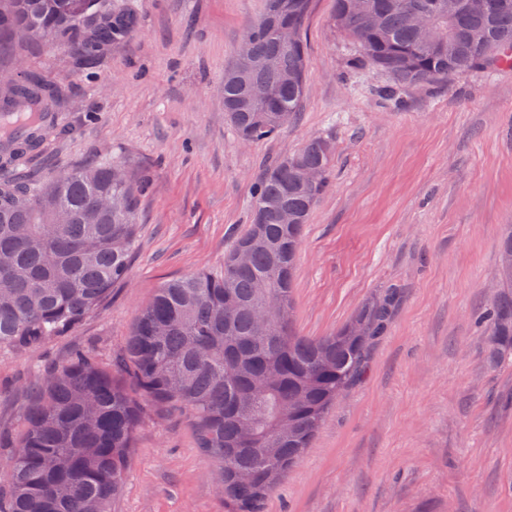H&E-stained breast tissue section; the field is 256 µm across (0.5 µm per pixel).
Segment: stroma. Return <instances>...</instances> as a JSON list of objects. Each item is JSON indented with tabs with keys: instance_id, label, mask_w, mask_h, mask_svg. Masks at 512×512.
I'll list each match as a JSON object with an SVG mask.
<instances>
[{
	"instance_id": "35a3bbf8",
	"label": "stroma",
	"mask_w": 512,
	"mask_h": 512,
	"mask_svg": "<svg viewBox=\"0 0 512 512\" xmlns=\"http://www.w3.org/2000/svg\"><path fill=\"white\" fill-rule=\"evenodd\" d=\"M138 26L93 75L65 49L25 48L29 70L64 90L61 122L28 165L44 184L109 161L149 172L126 280L75 330L0 349V456L48 363L78 351L110 365L164 282L220 271L249 223L252 185L314 136L335 146L294 276L299 334L326 336L370 297L398 300L362 375L340 395L265 512H512V359L493 360L479 315L495 300L503 225L512 224V67L402 88L351 69L335 0H312L300 112L245 145L224 114V69L265 0H133ZM217 463L180 415L139 425L110 512H224Z\"/></svg>"
}]
</instances>
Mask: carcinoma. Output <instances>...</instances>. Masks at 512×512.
I'll list each match as a JSON object with an SVG mask.
<instances>
[{
  "label": "carcinoma",
  "instance_id": "obj_1",
  "mask_svg": "<svg viewBox=\"0 0 512 512\" xmlns=\"http://www.w3.org/2000/svg\"><path fill=\"white\" fill-rule=\"evenodd\" d=\"M490 15L466 10L467 0H336L333 26L351 41V67H372L392 90L447 83L477 67L512 64V0ZM311 0H267L275 22L244 32L252 55L272 57L275 70L224 69V112L238 139L268 140L302 108L308 80L303 29ZM457 9L448 20V7ZM425 11L447 29L456 52L425 46L413 14ZM376 14L380 27L369 26ZM124 0H0V33L24 47L71 52L74 69H94L110 48L137 28ZM295 29L289 42L277 29ZM0 68V169L38 150L14 142L13 127L58 111L63 90L20 70ZM269 84L272 102L250 100L247 85ZM334 147L308 139L254 182L251 224L224 253V267L171 280L137 315L115 369L80 352L42 371L24 428L0 466L9 491L0 512H110L127 474L141 420L164 407L187 413L198 448L219 464L224 512H264L265 502L311 447L336 399L360 374L367 350L384 334L395 292L365 302L336 332L298 334L293 273L303 230L329 186ZM318 168L314 185L299 179ZM145 174L132 177L117 161L64 172L44 186L0 177V348L24 350L76 328L124 280L137 244ZM297 222L282 224L279 209ZM487 313L491 353L512 352V273ZM280 302L275 325L256 311Z\"/></svg>",
  "mask_w": 512,
  "mask_h": 512
}]
</instances>
